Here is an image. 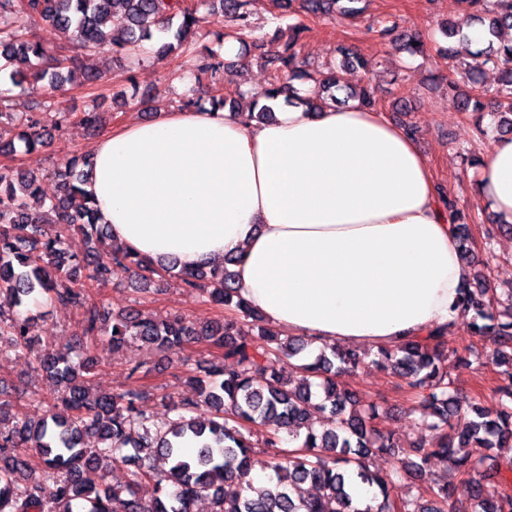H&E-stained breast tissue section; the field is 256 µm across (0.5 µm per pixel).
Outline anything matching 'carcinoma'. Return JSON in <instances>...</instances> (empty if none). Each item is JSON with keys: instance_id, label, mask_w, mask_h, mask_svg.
Masks as SVG:
<instances>
[{"instance_id": "1", "label": "carcinoma", "mask_w": 512, "mask_h": 512, "mask_svg": "<svg viewBox=\"0 0 512 512\" xmlns=\"http://www.w3.org/2000/svg\"><path fill=\"white\" fill-rule=\"evenodd\" d=\"M276 0L282 11L301 9L316 16H357L360 0ZM478 22L488 36L512 29V0H471ZM248 0H0V71L10 69L13 86L24 95L48 99L66 97L71 86L90 87L97 74L77 65L70 50L86 49L119 57L143 58L147 44L161 40L158 51L193 50L201 22L219 15L226 22L224 36L247 52H262L270 80L262 97L278 96L286 85L298 81L313 85L314 99L298 98L318 110L338 102L335 92L345 88L342 72L364 60L353 51L336 49V66L303 68L296 65V50L305 27L297 24L284 49L267 48L256 34L247 9ZM124 16L120 31L112 17ZM19 14L70 35L72 48L54 49L36 34L16 25ZM379 36L402 45L410 54L423 50V40L404 28L401 20L384 21ZM485 63L501 74L495 90L496 108L509 117L498 131L512 134V41L489 47ZM228 65L211 51L197 54L199 77L217 84ZM464 75L460 91L464 110L484 112L481 75L462 72L454 56H448V86ZM364 109L374 110L377 101L366 88L347 93ZM69 112L51 116L11 111L0 100V124L22 126L25 150L42 146L48 128H61ZM89 128L101 123L100 112L85 110L75 115ZM91 158L73 155L60 173V193L44 197L38 175L30 170L0 167V296L16 306L38 302L44 296L61 307L80 311L85 334L109 337L121 348L139 340L164 353H173L191 340L209 341L224 347V363L205 368V377L193 378V394L180 399L176 415L165 428L151 431L152 412L147 396L129 386L120 392L93 393L87 375L93 361L71 349L47 348L34 352L33 317L20 312L0 314V337L23 356H34L37 367L57 386L59 393L46 416L38 421L18 418L5 429L11 404L0 399V512H191L200 498L210 499L212 512H372L354 497L351 482L375 487L381 497L377 512H512V456L491 455L495 448H512V287L488 292L486 277L477 270L459 289L456 306L470 318L471 334L492 341L495 363L502 367L494 389V407L462 403L449 367L474 355L469 347L448 350V335L456 322L397 347H379L359 354L338 344H326L316 354L310 341L279 336L271 326H260L250 335L237 321L197 322L176 317L161 322L141 319L134 310L109 313L92 302L89 288L124 277L137 290L175 273L180 283L203 293L206 302L231 307L239 318L261 321L237 291L236 273L228 265L178 268L174 261L153 265L118 246L105 248L109 234L82 185L84 168ZM448 211L462 262L474 266L467 220L455 201L441 196ZM76 230L94 247L81 260L65 248L64 232ZM295 358L294 376L278 369L280 358ZM390 369L406 380L419 396L421 430L440 432L429 448L400 445L375 429V408L340 384L347 373L360 368ZM262 431L266 458H253L251 437ZM295 447L282 446L280 432ZM193 452H187V446ZM382 457L384 474L371 469L370 460ZM433 460L448 463L461 476L457 484L431 479L413 498L398 494L397 483L423 476ZM121 461L131 467L129 480L98 488L83 478L91 468ZM56 475L48 487L33 463ZM271 471L274 486L256 489L254 469ZM152 481L156 495L146 501L138 486ZM309 484L313 493L296 494Z\"/></svg>"}]
</instances>
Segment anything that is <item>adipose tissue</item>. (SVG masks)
<instances>
[{
  "mask_svg": "<svg viewBox=\"0 0 512 512\" xmlns=\"http://www.w3.org/2000/svg\"><path fill=\"white\" fill-rule=\"evenodd\" d=\"M92 158L84 190L114 241L186 268L239 256V292L274 328L376 348L458 317L468 271L428 163L380 112H164L103 133ZM473 192L512 224V139Z\"/></svg>",
  "mask_w": 512,
  "mask_h": 512,
  "instance_id": "obj_1",
  "label": "adipose tissue"
}]
</instances>
